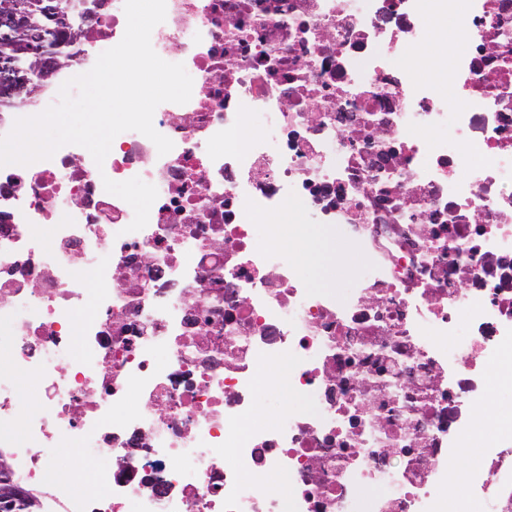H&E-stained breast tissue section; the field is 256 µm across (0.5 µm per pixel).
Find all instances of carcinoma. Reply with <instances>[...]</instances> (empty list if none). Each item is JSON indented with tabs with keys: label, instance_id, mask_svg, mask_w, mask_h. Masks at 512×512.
Segmentation results:
<instances>
[{
	"label": "carcinoma",
	"instance_id": "cac0c4a2",
	"mask_svg": "<svg viewBox=\"0 0 512 512\" xmlns=\"http://www.w3.org/2000/svg\"><path fill=\"white\" fill-rule=\"evenodd\" d=\"M58 22H47L48 0H0V103L24 101L53 74L38 63L36 49L71 46L96 0H53Z\"/></svg>",
	"mask_w": 512,
	"mask_h": 512
}]
</instances>
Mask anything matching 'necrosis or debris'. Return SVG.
Segmentation results:
<instances>
[{
  "label": "necrosis or debris",
  "mask_w": 512,
  "mask_h": 512,
  "mask_svg": "<svg viewBox=\"0 0 512 512\" xmlns=\"http://www.w3.org/2000/svg\"><path fill=\"white\" fill-rule=\"evenodd\" d=\"M450 21L449 62L400 64ZM125 29L104 0L0 136ZM151 45L193 80L154 112L170 152L0 167V447L37 512H448L475 440L469 502L512 512V0H166ZM134 177L132 232L103 181ZM306 224L363 255L340 292L298 268ZM281 373L278 370H273L265 377L260 395L258 398V414L256 421H262L264 412V403L276 404L280 407H288L290 403L288 393L284 390V387L279 384Z\"/></svg>",
  "instance_id": "necrosis-or-debris-1"
}]
</instances>
